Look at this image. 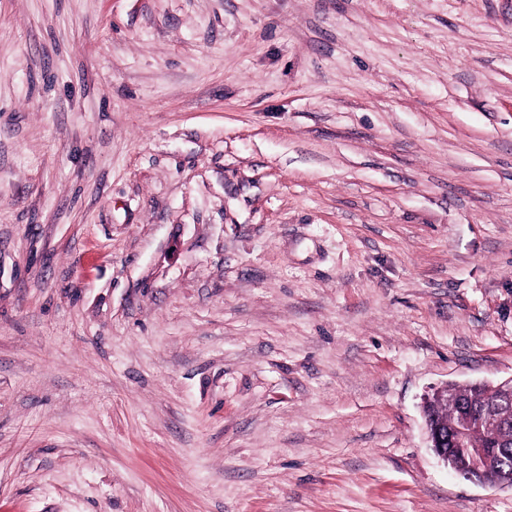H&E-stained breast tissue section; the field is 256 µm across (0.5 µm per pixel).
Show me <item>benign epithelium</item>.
<instances>
[{"mask_svg": "<svg viewBox=\"0 0 512 512\" xmlns=\"http://www.w3.org/2000/svg\"><path fill=\"white\" fill-rule=\"evenodd\" d=\"M485 399L474 404L455 397L452 422L429 407L451 392L447 387L425 398L423 413L430 448L435 456L460 477L492 488L512 489V376L496 384L477 383ZM483 430L495 433L486 448L472 445V437Z\"/></svg>", "mask_w": 512, "mask_h": 512, "instance_id": "benign-epithelium-1", "label": "benign epithelium"}]
</instances>
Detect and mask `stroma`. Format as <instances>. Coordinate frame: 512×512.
Returning a JSON list of instances; mask_svg holds the SVG:
<instances>
[{
    "label": "stroma",
    "instance_id": "stroma-1",
    "mask_svg": "<svg viewBox=\"0 0 512 512\" xmlns=\"http://www.w3.org/2000/svg\"><path fill=\"white\" fill-rule=\"evenodd\" d=\"M510 377L512 0H0V512H512ZM475 385L487 396L479 404L455 397L456 415L450 423V408L445 420L431 413L429 407L437 399L448 398L451 387L425 398L423 413L430 448L460 477L482 486L512 489V377L496 384ZM483 430L494 431L493 443L486 448L472 445L473 435Z\"/></svg>",
    "mask_w": 512,
    "mask_h": 512
}]
</instances>
